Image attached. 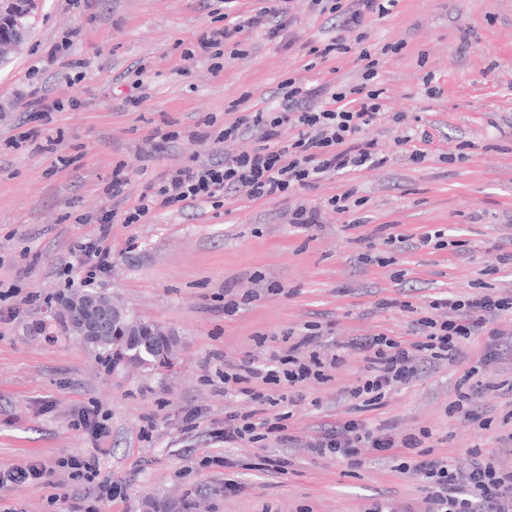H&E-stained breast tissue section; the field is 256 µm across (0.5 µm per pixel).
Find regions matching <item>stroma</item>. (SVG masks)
<instances>
[{
  "mask_svg": "<svg viewBox=\"0 0 512 512\" xmlns=\"http://www.w3.org/2000/svg\"><path fill=\"white\" fill-rule=\"evenodd\" d=\"M211 4L206 11L201 0H37L28 40L0 65V283L21 290L11 316L0 319V467L90 458L120 489L102 512H141L146 496L173 498L189 512H366L378 501L390 512H422L414 473L394 472L370 455L348 475L343 463L305 450L321 424L348 412L340 393L362 376L359 352L344 351L330 381L299 385L295 402L283 403L290 444L225 443V417L251 410L252 402L247 393H225L224 365L246 360L273 369L289 330L308 324L327 328L331 345L380 332L406 339L413 309L437 298H463L483 286L512 297V267L497 260L512 251V138L501 135L512 127V0H400L393 15L366 18L368 44L403 45L380 58L378 71L392 110L426 122L434 142L424 160L411 161L397 127L384 121L367 133L388 155L384 166L267 202L229 196L195 217L174 205L138 224L114 220L112 262L95 287L180 340L171 367L115 378L51 321L57 298L86 285L84 266L69 259L70 241L95 236L100 215L132 207L142 185L168 166L208 155L210 134L231 105L269 106L283 80H353L362 67L350 57L307 69L310 47L340 30L308 0H292L299 23L291 47L250 32L241 54L212 73L203 59H183V50L215 13L259 2ZM64 39L68 51L55 53ZM143 59L148 68L139 76ZM426 76L437 95L426 93ZM136 80L146 99L134 108L125 98ZM37 90L80 105L43 118L25 109ZM21 127L37 140H58L57 154L11 146ZM157 131L172 141L139 153ZM59 155L69 157L68 167L55 168ZM120 163L130 182L118 204L105 187ZM348 190L362 201L355 212L326 214L310 229L289 223L298 205ZM435 230L445 248L386 242L392 231L416 239ZM455 240L464 241L463 251L453 250ZM362 253L369 262L359 261ZM228 296L238 303L230 313ZM396 298L412 311L393 306ZM487 341L483 334L467 340L457 362L426 367L364 419L375 430H430L434 456L461 471L470 449L495 451L500 435L512 432V355L480 365ZM473 366L482 383L474 406L486 428L452 410L457 384ZM92 408L107 415L110 429L97 442L76 426ZM224 455L236 461L243 486L234 496L224 493V468L202 465ZM281 456L293 458L291 473L267 467ZM46 479L0 487V512H55L50 494L69 487L60 473Z\"/></svg>",
  "mask_w": 512,
  "mask_h": 512,
  "instance_id": "stroma-1",
  "label": "stroma"
}]
</instances>
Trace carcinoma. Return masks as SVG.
I'll use <instances>...</instances> for the list:
<instances>
[{
    "mask_svg": "<svg viewBox=\"0 0 512 512\" xmlns=\"http://www.w3.org/2000/svg\"><path fill=\"white\" fill-rule=\"evenodd\" d=\"M102 303L113 305L123 311L121 320L101 336H85L81 344L91 352L109 371H114L113 354H120L121 364L128 370L140 372L155 371L170 365V359L161 353L164 337L161 327H156L157 335L141 334L142 319L124 301L115 295L106 294Z\"/></svg>",
    "mask_w": 512,
    "mask_h": 512,
    "instance_id": "carcinoma-1",
    "label": "carcinoma"
}]
</instances>
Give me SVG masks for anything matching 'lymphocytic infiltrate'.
Masks as SVG:
<instances>
[{"label":"lymphocytic infiltrate","mask_w":512,"mask_h":512,"mask_svg":"<svg viewBox=\"0 0 512 512\" xmlns=\"http://www.w3.org/2000/svg\"><path fill=\"white\" fill-rule=\"evenodd\" d=\"M399 0H312L313 8L339 18L344 30L365 40L361 26L366 17L379 19L390 15ZM294 18L283 0H259L246 18L230 24L202 29L196 38V50L188 58L203 56L213 72L224 68V47L237 35L266 29L269 38H285ZM356 39V40H357ZM354 42V41H353ZM352 41L332 38L324 46L312 47L316 60L327 63L349 53L362 61L361 80L339 85L328 81L307 87L294 79L284 80L275 91L276 103L240 113L213 132L214 150L207 158L191 156L188 164L169 169L157 179L146 182L138 202L126 213L125 221L139 223L156 207L184 204L196 206L216 203L228 192L245 193L247 199L260 202L308 188L322 179L379 167L387 158L377 150L375 140L365 133L384 119L403 124L406 117L390 112L385 90L378 81V62L370 49L355 50ZM293 129L289 141H282L283 128ZM255 139L259 148L223 155L220 145L230 140ZM108 228L95 238L80 237L69 248L72 257L84 260L88 278L106 270L112 257ZM512 314V298H500L482 292L467 299L435 300L431 312L413 321L410 338L397 339L384 333L355 337L347 348L364 356V377L342 398L358 402L366 410L382 406L386 394L416 378L425 366L438 360L455 361L463 341L487 333L490 341L483 355L492 361L499 357L501 332L497 321ZM320 327L307 325L305 333L289 343L279 358L280 371L261 373L251 363L224 367L225 384H249L260 379L267 384L287 382L289 386L315 380H329L342 357L335 348L321 344ZM255 409L229 415L224 421V441H290L287 414L268 415L278 398L254 392ZM431 434H395L372 430L365 420L344 417L320 430L308 443V451L322 458H336L349 469L361 466L364 455L377 454L392 460L397 472H414L426 495V512H512V468L504 466L496 454L471 449L467 471L451 467L447 459L432 455ZM68 480L83 484V491L64 496L62 512H100L116 492L111 481L100 479L95 462L80 455H68L55 462Z\"/></svg>","instance_id":"1"}]
</instances>
